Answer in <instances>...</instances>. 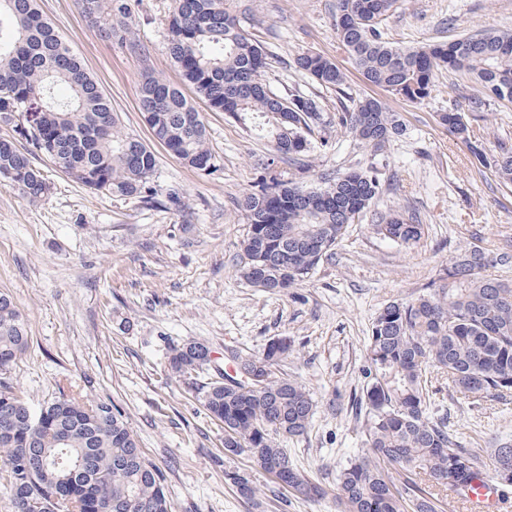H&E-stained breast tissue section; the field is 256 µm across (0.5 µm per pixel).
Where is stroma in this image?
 <instances>
[{
    "label": "stroma",
    "mask_w": 512,
    "mask_h": 512,
    "mask_svg": "<svg viewBox=\"0 0 512 512\" xmlns=\"http://www.w3.org/2000/svg\"><path fill=\"white\" fill-rule=\"evenodd\" d=\"M39 3L98 80L123 130L150 140L137 86L147 70L180 80L165 50L172 0H128L137 52L101 37L74 0ZM334 3L226 0L241 27L277 56L267 75L274 93L316 96L336 114V91L294 67L296 54L311 50L336 62L353 99L376 97L399 114L406 131L377 158L383 193L375 207L420 214L425 235L418 244L383 238L366 216L303 284L281 294L246 284L237 268L247 223L234 201L263 173L270 151L221 112L203 114L210 171L156 148L150 202L87 189L46 162L47 199L28 201L0 180V291L13 297L32 339L12 385L35 407L62 391L112 401L163 471L172 512H336V503L284 489L256 503L242 497L226 470L258 484L270 478L251 469L246 455L225 454L224 430L203 406L204 378H168L169 345L199 341L220 362L227 351L259 355L272 339L290 338L293 350L275 372L300 380L320 408L307 434L286 446L298 468L320 481L363 451V419L352 398L365 384V338L378 310L438 281L464 246L512 250V187L438 121L450 105L465 108L468 77L436 71L434 91L420 104L368 85L336 42ZM503 29H512V0H401L385 27L402 46ZM472 131L491 153L499 141L512 143V103L492 102ZM326 135L330 146L318 154L317 170L293 171L300 185L316 188L318 171L367 163L369 150L351 134L331 128ZM429 379L434 408L462 446L481 455L495 439L512 438V399L473 407L446 375Z\"/></svg>",
    "instance_id": "stroma-1"
}]
</instances>
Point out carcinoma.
Here are the masks:
<instances>
[{"mask_svg":"<svg viewBox=\"0 0 512 512\" xmlns=\"http://www.w3.org/2000/svg\"><path fill=\"white\" fill-rule=\"evenodd\" d=\"M397 2L336 0V42L369 84L420 104L431 97L435 70L444 67L465 72L472 82V119L484 117L493 100L512 103V30L396 46L386 40L384 25ZM76 6L104 37L139 48L126 0H76ZM166 49L182 85L146 73L137 89L139 111L158 144L192 169L212 167L206 128L185 85L210 110L271 147L266 172L236 200L248 226L239 267L248 285L280 294L304 282L369 212L385 239L410 247L423 238L425 225L417 216L371 212L383 193L374 161L324 174L323 186L315 189L274 170L284 161L312 166L313 153L329 146L327 138L314 135L333 124L378 155L404 132L385 101L362 98L342 105L332 118L311 96L276 95L265 80L274 54L245 34L224 0H173ZM294 64L320 86L343 91L345 74L332 59L303 51ZM33 105L38 128L29 140L0 136V178L22 197L38 201L48 194L38 157L90 190L127 197L146 192L157 166L151 146L122 131L111 100L44 18L38 0H0V125L15 129L17 117ZM461 116L453 106L439 121L479 163L494 168L500 183L512 186V145L501 141L487 153ZM507 267L512 251L466 247L448 261L443 283L391 301L373 318L366 339L368 382L354 398L365 413L366 452L336 475L337 512H438L443 498L462 493L480 475L512 488V440H495L490 463H484L461 445L447 418L428 416L427 376L431 367L443 370L448 384L475 403L512 395V283L487 274ZM29 342L12 297L0 292V478L12 512H101L104 505L106 512H171L163 472L146 458L112 402L62 393L35 410L14 390L9 375ZM290 350L288 338H277L259 357L230 353L226 368L207 359L203 344L173 345L168 373L175 379L210 375L204 407L224 424L226 453L246 454L278 484L320 502L326 485L305 476L282 446L305 435L317 411L301 382L275 376L273 367ZM392 470L402 480L394 481ZM225 476L251 500L264 494L245 476Z\"/></svg>","mask_w":512,"mask_h":512,"instance_id":"1","label":"carcinoma"}]
</instances>
